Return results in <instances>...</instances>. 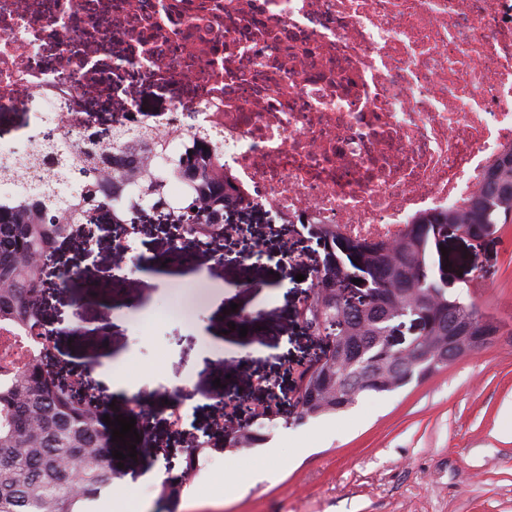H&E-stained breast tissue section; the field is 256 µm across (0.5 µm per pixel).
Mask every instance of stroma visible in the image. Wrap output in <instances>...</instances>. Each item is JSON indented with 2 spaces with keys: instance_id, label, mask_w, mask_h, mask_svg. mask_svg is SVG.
<instances>
[{
  "instance_id": "1",
  "label": "stroma",
  "mask_w": 512,
  "mask_h": 512,
  "mask_svg": "<svg viewBox=\"0 0 512 512\" xmlns=\"http://www.w3.org/2000/svg\"><path fill=\"white\" fill-rule=\"evenodd\" d=\"M237 221L262 257L241 255L229 237L188 240L175 255L166 230L148 220L129 254L115 250L107 224L93 247L77 238L57 254V266L78 276L45 294L46 367L84 374L104 414L149 419L136 457L113 471L114 486L128 488L124 512H512V224L477 251L452 233L429 248L460 302L502 321L492 346L423 381L363 394L345 412L301 424L277 418L263 428L265 443L228 450L215 379L241 400L289 407L295 367L325 347L299 315L322 244L259 210ZM215 340L223 352L196 369ZM117 360L131 394L102 379ZM190 435L212 452L181 498L164 502L167 460ZM228 472L250 477L232 497Z\"/></svg>"
}]
</instances>
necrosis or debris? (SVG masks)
<instances>
[{
  "label": "necrosis or debris",
  "mask_w": 512,
  "mask_h": 512,
  "mask_svg": "<svg viewBox=\"0 0 512 512\" xmlns=\"http://www.w3.org/2000/svg\"><path fill=\"white\" fill-rule=\"evenodd\" d=\"M95 94L161 166L204 129L251 205L391 241L512 146V0H0V112L32 117L1 166L77 142Z\"/></svg>",
  "instance_id": "1"
}]
</instances>
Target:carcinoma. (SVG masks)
<instances>
[{
  "mask_svg": "<svg viewBox=\"0 0 512 512\" xmlns=\"http://www.w3.org/2000/svg\"><path fill=\"white\" fill-rule=\"evenodd\" d=\"M48 142L44 154L28 163L40 173L37 188L17 179L11 167L0 168V178L16 179L25 197L23 204L0 209V323L42 345L39 354L24 362L13 360L10 348L0 347V512H86L87 504L112 483L114 441L112 431L102 425L99 406L80 394L81 382H61L42 363L49 351V330L42 314L46 288L41 262L73 236L91 210L108 223L127 224L135 232L149 202L169 210L184 239L219 242L233 231L230 216L249 209L234 200L218 147L204 135L170 172L158 177L146 171L136 181L127 178L128 171L153 160L166 144L150 129L131 134L113 127L111 136L102 139L97 126L88 125L76 151L64 142ZM175 176L191 185V194L177 204L166 193V181ZM132 185L137 196L129 200L128 212L121 213L114 203ZM511 223L512 148L502 153L464 203L420 219L390 243L368 245L343 237L334 224H319L325 255L315 269L318 290L304 323L319 332L317 312L324 304V318L339 313L343 336L358 338L370 348L413 314L424 323L422 349L430 354L428 364L414 375L423 380L448 366L439 352L442 339L449 335L450 318H457L460 333L488 337L480 350L493 343L499 330L433 277L428 249L434 227L453 224L479 242L495 234L499 225ZM355 272L366 276L369 302L362 309L345 307L338 312L339 291ZM366 360L357 375L335 365L312 372L316 399L333 403L327 413L350 408L364 393L391 391L393 367L412 366L417 356L413 350L404 359L383 358L377 349ZM210 451L208 442L194 439L184 460L198 468Z\"/></svg>",
  "mask_w": 512,
  "mask_h": 512,
  "instance_id": "carcinoma-1",
  "label": "carcinoma"
}]
</instances>
